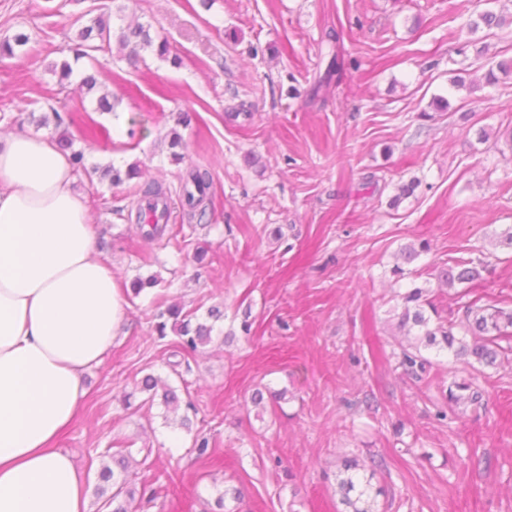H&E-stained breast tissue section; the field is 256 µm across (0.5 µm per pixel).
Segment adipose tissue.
Here are the masks:
<instances>
[{
    "label": "adipose tissue",
    "mask_w": 512,
    "mask_h": 512,
    "mask_svg": "<svg viewBox=\"0 0 512 512\" xmlns=\"http://www.w3.org/2000/svg\"><path fill=\"white\" fill-rule=\"evenodd\" d=\"M50 136H0V512H86L56 443L119 334L125 299Z\"/></svg>",
    "instance_id": "ef3b65f1"
}]
</instances>
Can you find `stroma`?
<instances>
[{
    "instance_id": "stroma-1",
    "label": "stroma",
    "mask_w": 512,
    "mask_h": 512,
    "mask_svg": "<svg viewBox=\"0 0 512 512\" xmlns=\"http://www.w3.org/2000/svg\"><path fill=\"white\" fill-rule=\"evenodd\" d=\"M484 0H0V40L28 34L25 52L0 59V126L53 134L31 115L82 101L110 138L89 141L88 166L139 164L162 183L177 238L142 237L127 214L139 180L113 187L78 174L95 249L121 285L158 276L170 301L206 316L223 312L227 346L190 357L173 375L155 331L153 290L126 299L121 333L86 370L77 420L59 438L83 475L88 512L101 451L129 447L132 472L156 469V500L137 512H202L218 491H242V512H336L343 457L382 460L386 512H512V363L477 379L481 406L447 407L442 391L468 378L450 361L415 381L398 364L400 333L391 270L402 247L428 240L419 270L451 257L490 263L471 284L434 290L442 317L466 303L512 306V78L484 85L487 59L512 58V25L458 32L451 17ZM101 10L113 27L148 25L169 52L130 63L111 47L81 60L68 81L54 72L64 50ZM465 44L475 91L452 87V57ZM345 67L329 93L310 98L332 52ZM119 103L97 109L85 74ZM135 129L128 138L127 129ZM185 145L173 160L170 129ZM487 140H479V132ZM208 169L203 220L188 219L181 186ZM417 181L413 195L398 188ZM206 250L196 260V247ZM250 318V334L241 322ZM153 374L197 409L189 429L146 408L134 386ZM286 391L276 413L255 388ZM133 393L124 404L125 393ZM210 438L208 461L193 451Z\"/></svg>"
}]
</instances>
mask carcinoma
Listing matches in <instances>:
<instances>
[{
    "label": "carcinoma",
    "mask_w": 512,
    "mask_h": 512,
    "mask_svg": "<svg viewBox=\"0 0 512 512\" xmlns=\"http://www.w3.org/2000/svg\"><path fill=\"white\" fill-rule=\"evenodd\" d=\"M487 28L512 25V15L496 14L490 11L480 12L461 24V29L470 32L480 26ZM109 21L99 16L92 24L82 28L78 33V43L69 48L73 52L74 60L92 57V53L106 50L112 37ZM119 45L128 50L127 59L136 60L141 52L156 49L159 56L168 53L167 42H155L149 28L142 24L129 25L120 29L116 35ZM30 42V36L19 33L12 39L0 42V58H11L16 54V48L23 47ZM505 76L512 75V59L500 60L496 68L489 69L485 79L486 84L494 86L499 82L496 73ZM55 129L58 130L57 143L70 152L72 167L77 173L90 175L101 169L86 166L85 152L81 148H74L77 142H87L99 134L110 137V131L98 126L92 116L80 108L73 112L60 113L53 111ZM103 175L109 177L110 183L120 185L124 179L133 178L137 169L129 168L126 172L109 166L103 170ZM210 188V175L207 170L199 168L189 172L182 186L186 215L193 219L203 216L206 212ZM140 203L136 209L135 223L145 221L143 202L157 199L165 195L162 188L155 184H147L138 189ZM430 250L426 241L418 245H407L400 250V259L403 264H411L421 254ZM488 271V266L480 263L474 264L469 260H453L450 264L434 266L429 276L435 278L446 287L454 284H469L481 278L482 273ZM433 290L426 286L412 285L405 291L397 294V327L403 332L404 341L398 342L401 351L400 364L407 376L414 380H421L433 367V362L423 355L425 350H435L438 355H449L455 361L467 367H497L503 362H512V308L505 309L496 305H482L480 299L470 301L459 321H443L432 319L427 311H436L431 295ZM155 318L159 319L155 329L159 338L166 337L167 323L163 318L173 320V331L177 340L172 344L171 356L186 359L195 355L198 350L213 341L214 326L203 323L191 312L183 311L177 304L167 303L165 295L155 297ZM135 389L145 392L148 397L143 404L153 406L156 398H161V404L166 410L173 413L180 408V400L176 389L159 377L148 374L135 384ZM444 399L453 404L469 403L480 405L483 392L475 386V382H454L444 392ZM104 455L112 458V467L104 466L99 472L102 485L96 488V495L101 499L98 512H133L136 502L135 480L129 473V460L124 449H106ZM382 463L373 457L353 456L345 459L336 472V493L340 496V504L346 507L344 512H380L379 497L384 494L383 487L378 485L377 476L381 473Z\"/></svg>",
    "instance_id": "1"
}]
</instances>
